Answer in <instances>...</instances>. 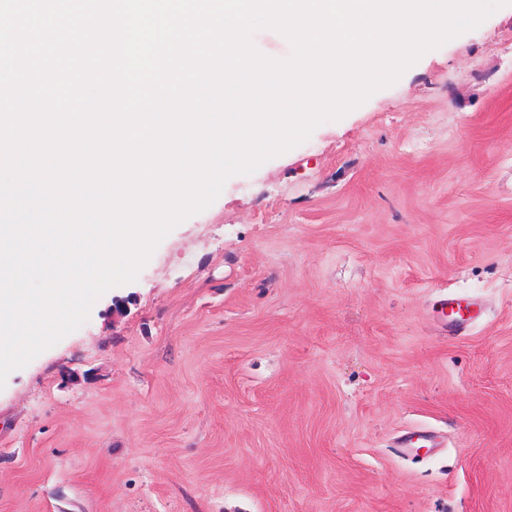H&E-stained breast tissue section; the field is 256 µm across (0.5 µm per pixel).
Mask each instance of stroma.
I'll use <instances>...</instances> for the list:
<instances>
[{"label": "stroma", "mask_w": 512, "mask_h": 512, "mask_svg": "<svg viewBox=\"0 0 512 512\" xmlns=\"http://www.w3.org/2000/svg\"><path fill=\"white\" fill-rule=\"evenodd\" d=\"M0 512H512V5L10 373Z\"/></svg>", "instance_id": "35a3bbf8"}]
</instances>
